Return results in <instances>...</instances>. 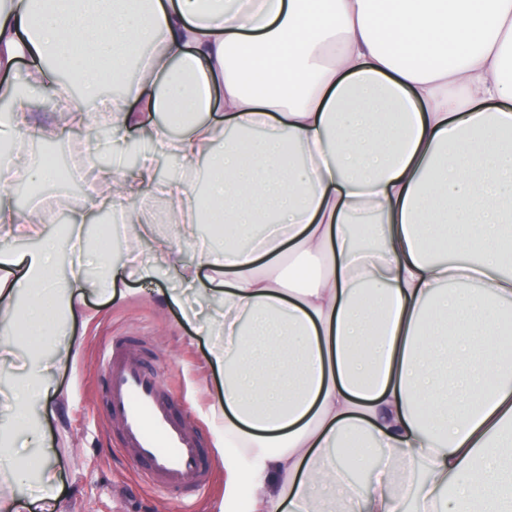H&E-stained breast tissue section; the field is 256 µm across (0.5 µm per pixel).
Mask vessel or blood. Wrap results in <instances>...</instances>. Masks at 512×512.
Returning <instances> with one entry per match:
<instances>
[{
	"label": "vessel or blood",
	"mask_w": 512,
	"mask_h": 512,
	"mask_svg": "<svg viewBox=\"0 0 512 512\" xmlns=\"http://www.w3.org/2000/svg\"><path fill=\"white\" fill-rule=\"evenodd\" d=\"M101 363L111 415L144 476L163 490L203 488L207 472L199 442L173 415L155 375L117 348H104Z\"/></svg>",
	"instance_id": "1"
}]
</instances>
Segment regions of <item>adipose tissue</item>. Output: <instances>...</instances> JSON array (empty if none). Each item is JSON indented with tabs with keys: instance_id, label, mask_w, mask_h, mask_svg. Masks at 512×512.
<instances>
[{
	"instance_id": "ef3b65f1",
	"label": "adipose tissue",
	"mask_w": 512,
	"mask_h": 512,
	"mask_svg": "<svg viewBox=\"0 0 512 512\" xmlns=\"http://www.w3.org/2000/svg\"><path fill=\"white\" fill-rule=\"evenodd\" d=\"M50 59L80 99H63ZM0 99L14 146L0 240L42 241L0 253V337L21 313L41 330L74 321L87 293L119 286L88 279L82 251L48 284L57 244L6 201L14 177L57 176L20 136L78 129L92 109L113 161L74 233L149 189L184 236L224 230L197 260L167 241L156 254L223 310L225 497L246 495L247 512H402L414 490L416 512H512V0H0ZM40 104L73 119L38 124ZM133 131L155 153L130 169ZM161 153L205 169V194L160 181ZM17 427L43 434L26 413L0 426V512H67L54 449L15 453ZM355 439L387 457L362 485L338 453Z\"/></svg>"
}]
</instances>
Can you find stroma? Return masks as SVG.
<instances>
[{"mask_svg": "<svg viewBox=\"0 0 512 512\" xmlns=\"http://www.w3.org/2000/svg\"><path fill=\"white\" fill-rule=\"evenodd\" d=\"M159 240L175 242L187 260L198 254L195 240L152 229L140 245L151 276H126L122 292L115 295H88L83 316L67 335L40 331L29 337L51 352L67 345L76 351L58 362L52 375L61 398L44 397L33 407L47 441L57 450L60 494L71 512H219L223 502L224 466L214 454L224 425L214 418L213 407L223 399L224 375L211 362L209 338L196 331L198 322L208 320L213 310L189 298L187 306L196 316L190 322L177 306L164 304V297L180 282L173 269L156 263L154 247ZM113 338L125 341L126 352L156 375L174 415L212 456L211 481L193 503H182L176 492H153L122 446L120 425L109 414L100 364V352Z\"/></svg>", "mask_w": 512, "mask_h": 512, "instance_id": "1", "label": "stroma"}]
</instances>
